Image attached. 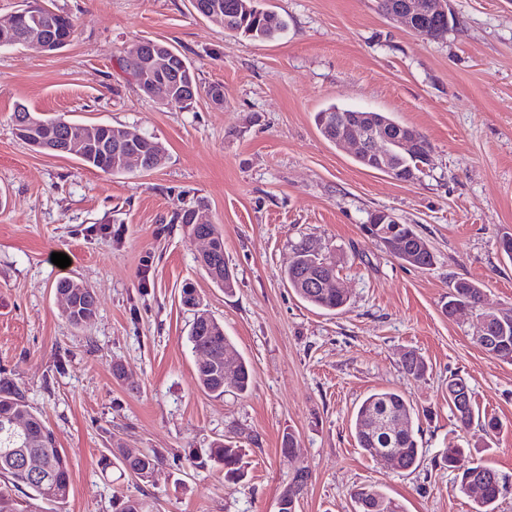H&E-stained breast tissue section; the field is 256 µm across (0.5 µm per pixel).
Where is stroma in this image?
Returning <instances> with one entry per match:
<instances>
[{"mask_svg": "<svg viewBox=\"0 0 512 512\" xmlns=\"http://www.w3.org/2000/svg\"><path fill=\"white\" fill-rule=\"evenodd\" d=\"M72 15L64 49L0 47V376L24 391L70 459L71 492L55 512H279L297 470L310 473L297 512H351L371 484L406 512H472L441 462L447 446L512 475V363L474 341L484 311L512 314V0H448L453 27L431 39L384 16L377 0H259L286 30L255 42L204 18L191 0H45ZM168 44L202 84L224 86L181 109L147 98L122 69L137 42ZM86 125H120L161 143L162 164L107 174L19 140L17 106ZM337 105L385 113L422 133L417 180L359 166L328 142L317 112ZM196 209L224 234L236 275L224 293L196 261L200 245L177 214ZM385 209L413 225L436 262L407 266L362 229ZM330 255L350 304L302 301L281 277L293 245ZM66 254L59 268L52 253ZM92 288L97 312L66 319L58 280ZM473 282L482 305L448 317L453 284ZM193 284L252 368L247 395L214 398L196 380L201 355L180 303ZM429 369L404 375V351ZM463 378L499 429L458 427L448 380ZM403 393L423 448L396 472L357 447L351 419L371 392ZM302 450H281L284 433ZM237 442L247 475L193 469L192 448ZM156 451L154 481L106 466L116 444Z\"/></svg>", "mask_w": 512, "mask_h": 512, "instance_id": "obj_1", "label": "stroma"}]
</instances>
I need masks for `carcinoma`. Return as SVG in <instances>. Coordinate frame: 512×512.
<instances>
[{"mask_svg":"<svg viewBox=\"0 0 512 512\" xmlns=\"http://www.w3.org/2000/svg\"><path fill=\"white\" fill-rule=\"evenodd\" d=\"M220 1L224 3V26L236 34L253 41H270L278 37L285 29V21L274 11L260 8L250 3L246 8L242 0H193V6L202 16H208L210 6ZM41 15V25L56 41L70 43L77 30L74 18L64 12L52 10L38 5H27L19 9L25 19H30L32 13ZM152 96L163 99L175 106L181 104L178 94L174 93L169 81L158 80ZM330 114L336 118V123L325 126L322 124V115ZM363 111L353 109H338L331 105L317 113L315 122L321 134L329 141L346 134L351 122L362 116ZM13 123L17 137L28 142L29 132L38 128L43 132L57 130L61 133L80 135L86 125L71 122L62 118H43L29 111L13 113ZM98 148L81 158L85 164L97 168L105 173H117L114 169V158L111 155V146L121 127L99 124L94 126ZM407 131L416 138V147L413 153L394 144L391 146L393 166L389 175L401 181L405 175L421 172L420 166L426 164L430 147L425 137L416 129L407 127ZM143 154L145 170L157 168L163 158L164 150L161 144L150 141L144 144ZM208 232L216 245L213 260L214 270H205L213 283L230 293L234 288V272L224 261V239L221 230L214 224L208 225ZM424 238L419 235L410 224L402 225L397 232L394 244L400 258L403 252L413 254V266L417 269L427 270L435 263L434 253L427 250L423 244ZM315 275L322 280L337 278L336 264L324 255L317 256L310 251L309 242L301 241L294 246L288 256L282 275L286 283L294 292L311 306L327 311H338L348 303V297L341 288H315L309 284V275ZM56 292L66 293L71 298V309L66 318L74 325L87 317L93 316L97 310V301L94 291L86 284L73 279H64L57 283ZM451 301L466 303L476 308L482 303L481 290L468 281L460 280L454 287ZM194 319L187 336L189 344L195 349H207L211 352V359L202 361L197 365V382L206 393L215 397H222L227 392L224 385V354H234L236 348L232 340L224 335V325L213 318L203 307L201 299L192 303ZM401 366L404 373L412 378L424 377L427 365L424 359L414 350L407 351V357L402 359ZM252 383V373L249 363L245 359L237 361L236 378L233 389L238 395L248 392ZM382 407L389 412H399L411 416L412 407L405 397L395 391L380 390L371 393L362 400L353 416L352 426L354 437L359 448L371 459L375 458L373 449L383 447L379 438L371 429L370 419L373 412ZM448 408L453 414L459 427L468 429L475 420L474 408H462L455 403L453 397H448ZM22 417L27 420L26 431L17 433L10 428L11 418ZM25 447L33 456H40L51 467V480L53 499L46 498L41 485L27 483L20 475L6 467L0 458V512H40L42 504H63L71 492L70 465L67 456L56 448L51 431L42 417L35 413L28 404L24 393L10 378L0 377V453L7 448ZM396 447L400 448V460L392 466L395 471H408L416 467L421 458L422 448L419 447L417 433L410 430L400 438ZM112 466L120 474L134 480L148 483L154 480L159 470L160 457L155 452H142L134 457L127 449L116 446L111 450ZM190 466L193 468L220 467L224 469V477L228 480H237L244 474L242 449L231 441H216L209 448L194 450L189 453ZM443 462L448 469L456 472L455 479L459 490L468 493V473L478 469L483 472L485 484L484 497L476 502L474 512H495L499 500L512 494V477L484 465L478 460L464 456L461 448H446ZM309 472L299 470L292 477L288 487L282 492L280 503L283 508L280 512H295L290 504L298 502L300 495L306 488ZM351 498L355 503V512H405L404 506L378 490L372 485L357 487Z\"/></svg>","mask_w":512,"mask_h":512,"instance_id":"obj_1","label":"carcinoma"}]
</instances>
